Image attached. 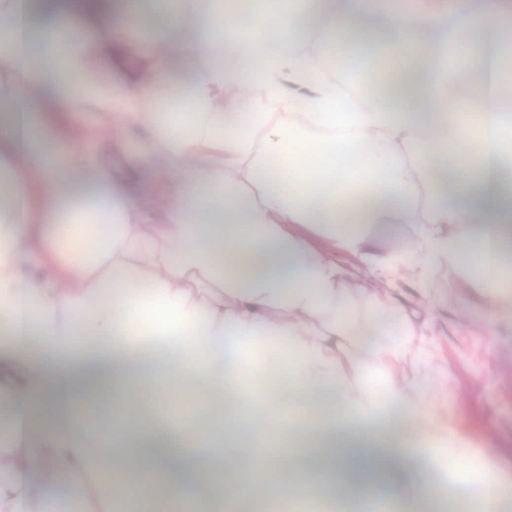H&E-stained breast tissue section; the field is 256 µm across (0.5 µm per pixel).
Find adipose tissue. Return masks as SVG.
I'll list each match as a JSON object with an SVG mask.
<instances>
[{
  "mask_svg": "<svg viewBox=\"0 0 512 512\" xmlns=\"http://www.w3.org/2000/svg\"><path fill=\"white\" fill-rule=\"evenodd\" d=\"M225 10V0H0V178L13 191L0 208V420L11 427L0 512H37L59 473L91 512H112L93 490L100 433L72 411L103 396L129 406L109 426L119 443L106 464L132 498L159 490L206 512L278 499L271 483L232 474L241 434L270 437L287 425V405L256 394L244 412L229 393L228 413L185 422L196 447L178 450L135 400L187 377L223 389L262 337L289 353L296 390L335 395L331 411L303 423L310 447L273 454L275 467L316 459L298 472V492L320 487L342 504L377 487L400 493L392 475L410 477L418 451L376 418L391 406L427 433L445 422L432 339L396 291L469 287L470 265L489 294L505 285L512 111L499 103L512 88V0H251L230 24ZM144 14L161 23L139 40L132 26ZM313 31L324 49L307 44ZM369 53L407 80L375 102L327 62ZM169 62L185 78L184 118L157 106L155 77ZM47 106L99 120L56 146ZM134 129L145 136L125 162L168 175L165 192L130 196L110 161L79 149ZM55 224L92 232L90 258L64 252ZM292 224L360 255L371 277L336 266ZM404 226L413 234L400 255L383 251L381 236ZM114 285L115 302L104 296ZM353 301L367 320L396 321L361 358L342 342ZM142 330L164 346L135 370ZM35 332L68 357V373L31 366Z\"/></svg>",
  "mask_w": 512,
  "mask_h": 512,
  "instance_id": "obj_1",
  "label": "adipose tissue"
}]
</instances>
